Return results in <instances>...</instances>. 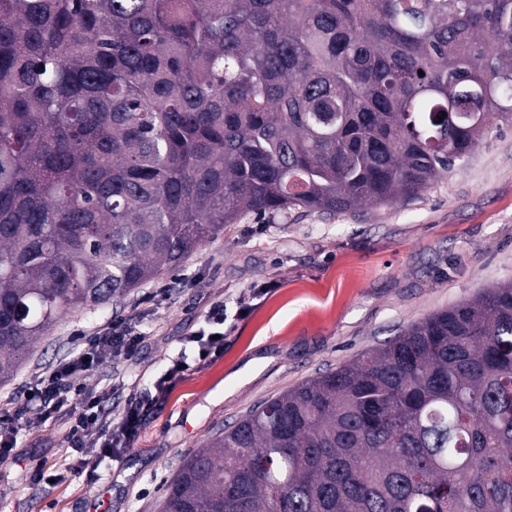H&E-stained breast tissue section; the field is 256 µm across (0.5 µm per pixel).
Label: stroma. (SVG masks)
Here are the masks:
<instances>
[{"instance_id": "obj_1", "label": "stroma", "mask_w": 512, "mask_h": 512, "mask_svg": "<svg viewBox=\"0 0 512 512\" xmlns=\"http://www.w3.org/2000/svg\"><path fill=\"white\" fill-rule=\"evenodd\" d=\"M512 280V125L492 121L469 160L418 198L326 215L291 209L226 225L175 272L116 304L63 317L0 385V409L81 337L132 320L127 359L79 382L121 410L152 399L116 458H80L69 408L13 427L0 459V512H159L184 460L254 404L383 344L400 328ZM224 305V351L202 361L188 338ZM247 312H240V304ZM188 368L155 392L173 361ZM54 474L38 479L37 469Z\"/></svg>"}]
</instances>
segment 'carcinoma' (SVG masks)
I'll return each instance as SVG.
<instances>
[{
  "label": "carcinoma",
  "mask_w": 512,
  "mask_h": 512,
  "mask_svg": "<svg viewBox=\"0 0 512 512\" xmlns=\"http://www.w3.org/2000/svg\"><path fill=\"white\" fill-rule=\"evenodd\" d=\"M494 118L512 0H0V384L242 215L415 198ZM159 507L512 512V282L259 403Z\"/></svg>",
  "instance_id": "cac0c4a2"
}]
</instances>
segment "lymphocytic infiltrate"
Listing matches in <instances>:
<instances>
[{
	"instance_id": "obj_1",
	"label": "lymphocytic infiltrate",
	"mask_w": 512,
	"mask_h": 512,
	"mask_svg": "<svg viewBox=\"0 0 512 512\" xmlns=\"http://www.w3.org/2000/svg\"><path fill=\"white\" fill-rule=\"evenodd\" d=\"M142 339L135 324L120 322L86 338L79 351L38 376L30 386V394L12 411L0 415V425L14 424L29 416L43 419L66 405L70 398H78L80 409L72 419L70 445L82 450L88 433H97L101 456H113L120 445L126 444L137 433L140 411L135 407L124 408L118 419H111L100 396L84 392L78 376L96 369L104 356L115 359L127 357Z\"/></svg>"
}]
</instances>
